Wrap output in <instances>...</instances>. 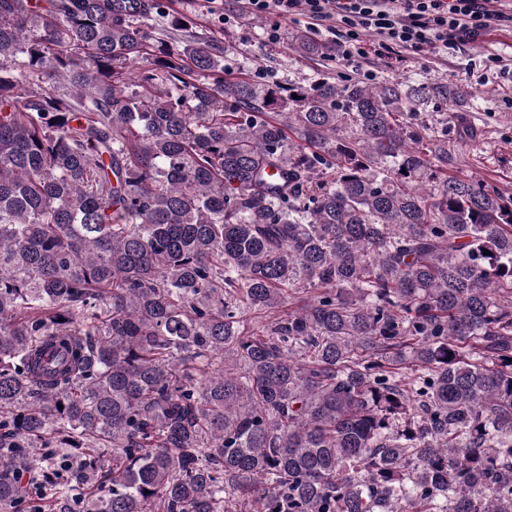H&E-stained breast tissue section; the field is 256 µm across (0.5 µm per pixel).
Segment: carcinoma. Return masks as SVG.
Returning <instances> with one entry per match:
<instances>
[{
	"label": "carcinoma",
	"instance_id": "1",
	"mask_svg": "<svg viewBox=\"0 0 512 512\" xmlns=\"http://www.w3.org/2000/svg\"><path fill=\"white\" fill-rule=\"evenodd\" d=\"M169 2L0 0V506L512 512V194L413 121L474 92Z\"/></svg>",
	"mask_w": 512,
	"mask_h": 512
}]
</instances>
